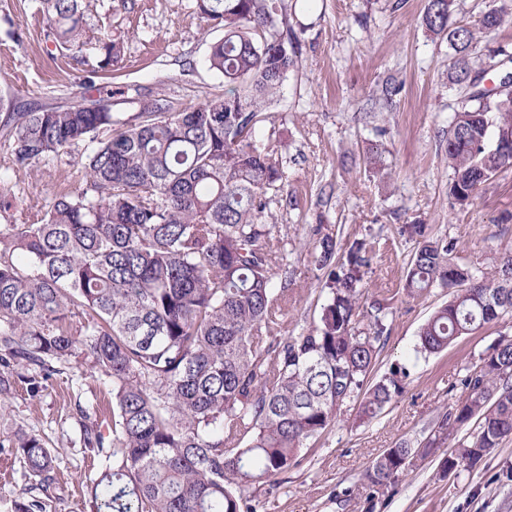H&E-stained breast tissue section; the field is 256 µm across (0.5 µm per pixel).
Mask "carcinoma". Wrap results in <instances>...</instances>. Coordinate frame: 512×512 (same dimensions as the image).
Wrapping results in <instances>:
<instances>
[{
	"label": "carcinoma",
	"instance_id": "obj_1",
	"mask_svg": "<svg viewBox=\"0 0 512 512\" xmlns=\"http://www.w3.org/2000/svg\"><path fill=\"white\" fill-rule=\"evenodd\" d=\"M452 6L427 0L423 22L447 39L448 79L460 86L473 69L474 43L495 34L508 11L494 5L467 27L450 22ZM197 7L224 30L207 57L224 77V94L179 112L147 99L133 123L109 101L85 98L18 112L9 131L15 163L28 169L93 144L83 164L93 194L57 196L43 216L0 228V395L20 381L37 396L52 361L82 353L112 377V463L93 480L91 512H256V491L284 482L346 401L362 398L360 415L372 419L405 389L401 369L370 383L389 327L381 299L372 302L369 330L357 327L372 260L360 240L338 260L336 238H318L319 320L288 333L293 270L267 201L283 179V157L254 141L298 62L288 4ZM39 10L60 48L95 45L100 71L120 58L123 42L90 23L88 0H39ZM504 129L512 130L511 91H472L456 105L448 136L454 203H468L512 164V149L492 145ZM401 233L417 243L405 290L455 289L421 326L417 353L441 352L512 313V252L477 278L427 225L406 224ZM72 316L81 318L76 331ZM17 365L26 376L15 377ZM462 386L420 447L402 443L372 464L371 487L394 485L416 456L471 422L443 474L473 467L512 436V339L491 346ZM83 442L104 448L93 426ZM14 451L36 480L14 512H43L42 496L56 489L55 455L33 434L18 436Z\"/></svg>",
	"mask_w": 512,
	"mask_h": 512
}]
</instances>
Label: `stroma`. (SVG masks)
<instances>
[{
	"label": "stroma",
	"mask_w": 512,
	"mask_h": 512,
	"mask_svg": "<svg viewBox=\"0 0 512 512\" xmlns=\"http://www.w3.org/2000/svg\"><path fill=\"white\" fill-rule=\"evenodd\" d=\"M426 0H317L311 13L292 11L302 26L298 63L277 103L256 130L260 145L284 161L279 189L269 191L278 235L294 269L288 329L316 320L322 301L315 259V230L332 234L338 253L355 240L372 255L360 295L358 326L368 329L373 299L389 304L387 341L375 375L393 366L409 372L406 388L383 413L360 420L347 401L336 425L302 458L287 482L257 494V512H512V438L474 468L441 471L455 443L414 459L392 487L376 492L365 474L387 449L416 443L462 393L469 368L501 337L512 338V314L448 349L416 355L417 334L448 300L434 288L404 289L415 241L406 224H425L451 243L452 257L475 274L491 272L512 250V166L482 186L470 205L452 204L448 185V132L461 90L448 79L452 51L425 28ZM94 23L122 39L124 52L111 71H96V52L56 47L36 0H0V125L11 113L68 106L83 96L86 80L101 92L122 84L112 109L135 119L148 98L173 109L197 105L224 91V79L206 58L221 28L198 18L196 0H91ZM399 89L387 96L386 85ZM87 143L70 146L32 169L13 163L11 142L0 136V225L22 224L51 198L86 190L81 160ZM382 165H374L373 157ZM38 396L17 384L0 405V512L33 479L13 452L20 433L42 438L56 455L59 488L44 512H85L87 488L106 456L83 444V422L112 436V381L86 355L56 364Z\"/></svg>",
	"instance_id": "obj_1"
}]
</instances>
